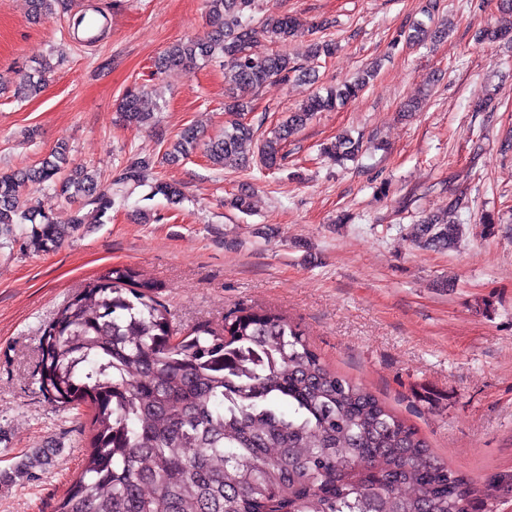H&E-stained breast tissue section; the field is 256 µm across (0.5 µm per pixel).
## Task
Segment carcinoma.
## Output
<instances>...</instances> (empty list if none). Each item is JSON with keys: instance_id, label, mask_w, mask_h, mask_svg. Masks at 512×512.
<instances>
[{"instance_id": "carcinoma-1", "label": "carcinoma", "mask_w": 512, "mask_h": 512, "mask_svg": "<svg viewBox=\"0 0 512 512\" xmlns=\"http://www.w3.org/2000/svg\"><path fill=\"white\" fill-rule=\"evenodd\" d=\"M62 0H29L36 16L55 13ZM210 31L170 43L158 62L162 73H188L216 54L224 58L230 119L224 136L206 143L215 165L242 153L258 129L243 121L246 98L267 83L299 71L285 52L258 54L264 37L285 43L301 33L285 14L255 20V0H206ZM450 25L416 23L402 32L411 43H437ZM512 36L509 27L487 26L480 43ZM337 43L314 38L310 58H331ZM54 66L39 64L38 77L24 76L20 93L42 92ZM377 66L360 70L326 94L314 93L262 137L261 160L269 168L285 160L283 144L316 112L331 111L358 97ZM161 105L146 90L120 103L123 120L157 127ZM201 141L184 129L164 153L186 157ZM360 140L343 137L325 148L341 163L361 151ZM69 147L61 141L26 171H0V232L28 224L35 250H55L84 224H100L112 209L111 188L97 173L68 169ZM155 161L133 155L116 183L147 186L149 196L178 205L177 184L148 181ZM50 187L91 207L73 223L53 222L40 209L20 208L29 187ZM457 202L413 226L422 249L454 247L460 225L451 221ZM39 387L50 401L91 411L88 455L81 473L55 512H492L512 496V474L477 486L438 460L426 439L364 385L331 369L285 316L238 308L219 326L200 324L176 332L155 284L133 268L113 266L75 291L43 330ZM51 463L36 450L16 472Z\"/></svg>"}]
</instances>
